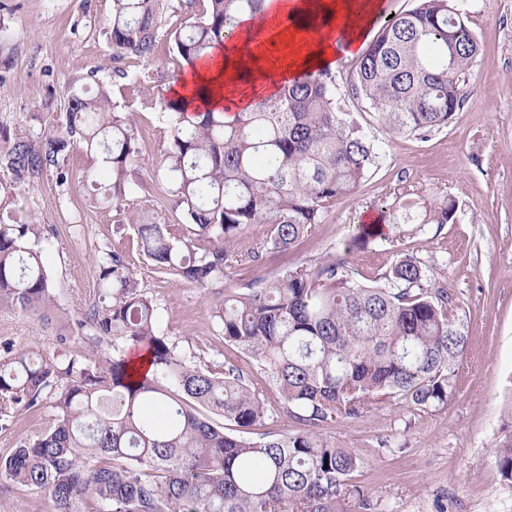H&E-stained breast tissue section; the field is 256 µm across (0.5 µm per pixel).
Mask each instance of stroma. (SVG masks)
<instances>
[{
  "mask_svg": "<svg viewBox=\"0 0 512 512\" xmlns=\"http://www.w3.org/2000/svg\"><path fill=\"white\" fill-rule=\"evenodd\" d=\"M483 51L470 82L473 92L447 127L426 138L390 135L369 126L383 143L376 171L336 201L309 237L277 260L257 264L247 253L267 238L265 224L247 225L235 249L243 259L223 282L206 287L160 273L140 256L127 218L150 209L165 168L171 133L160 102L175 67L167 36L149 66L113 60L105 31L112 0H0V127L33 133L61 121L71 80L98 73L112 100L133 115L140 157L122 206L94 202L87 179L96 165L85 151L62 162L66 183L47 173L20 189L14 218L51 226L42 244L53 284L54 326L37 315L0 306V350L54 347L55 325H66L97 295L98 261L125 253L153 297L163 333L178 350L212 366L249 361L225 345L211 318L222 294L248 288L283 267L315 268L340 256L343 241L367 215H380L395 194L448 195L456 203L448 224L369 243L350 263L356 281L374 283L403 254L417 258L432 281L448 290L454 314L468 327V349L455 367L447 406L422 411L401 401L373 404L360 417L328 429L341 447L364 457L355 482L372 501L370 512H512V483L494 452L512 436V0H454ZM126 71L115 78L114 68ZM157 107L142 109L144 100ZM56 422L52 400L0 419V457ZM51 501L29 487L0 483V512H50Z\"/></svg>",
  "mask_w": 512,
  "mask_h": 512,
  "instance_id": "obj_1",
  "label": "stroma"
}]
</instances>
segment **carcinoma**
<instances>
[{
	"label": "carcinoma",
	"mask_w": 512,
	"mask_h": 512,
	"mask_svg": "<svg viewBox=\"0 0 512 512\" xmlns=\"http://www.w3.org/2000/svg\"><path fill=\"white\" fill-rule=\"evenodd\" d=\"M264 0H186L195 21L167 33L179 77L205 49L224 43L239 18L264 16ZM169 0H112L113 58L149 64ZM480 44L453 0H415L380 28L341 84L329 69L281 84L251 111L222 112L166 103L171 146L165 186L185 226L176 237L163 210L128 218L140 255L155 269L204 287L238 260L234 243L249 224L269 237L251 262L279 256L321 223L376 168L382 148L344 110L351 101L390 132L419 136L448 124L471 92ZM64 120L42 133L0 130V211L16 191L54 172L78 147L94 156L89 179L104 204L125 201L140 156L136 125L113 103L76 80L65 89ZM448 198H395L389 226L422 229L450 222ZM33 220L0 216V306L42 314L54 292ZM381 238L360 224L344 257L315 269L287 268L244 292L224 295L212 318L224 344L248 354L264 380L233 364L217 371L181 354L162 332L153 297L126 255L99 262V295L72 322L95 345L144 344L149 372L133 376L122 356L94 363L35 347L0 355V418L50 396L57 423L30 444L0 457V481L45 494L53 512H349L370 509L352 483L364 467L356 453L324 434L338 418L356 419L376 397L424 410L448 403L454 366L468 344L465 323L450 314L448 289L431 284L410 256L364 286L348 257ZM289 418L291 432L242 436L267 420ZM495 462L512 482V437Z\"/></svg>",
	"instance_id": "obj_1"
}]
</instances>
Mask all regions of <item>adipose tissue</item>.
Masks as SVG:
<instances>
[{
	"label": "adipose tissue",
	"mask_w": 512,
	"mask_h": 512,
	"mask_svg": "<svg viewBox=\"0 0 512 512\" xmlns=\"http://www.w3.org/2000/svg\"><path fill=\"white\" fill-rule=\"evenodd\" d=\"M265 8L262 20L241 16L231 47L204 50L191 73L170 88L171 97L189 105L203 87L211 107L248 111L254 98L274 91L269 76L290 79L334 69L340 55L359 54L370 25L384 12L383 0H265ZM284 15L308 37L297 50L275 58L272 48L287 38L277 24Z\"/></svg>",
	"instance_id": "obj_1"
}]
</instances>
